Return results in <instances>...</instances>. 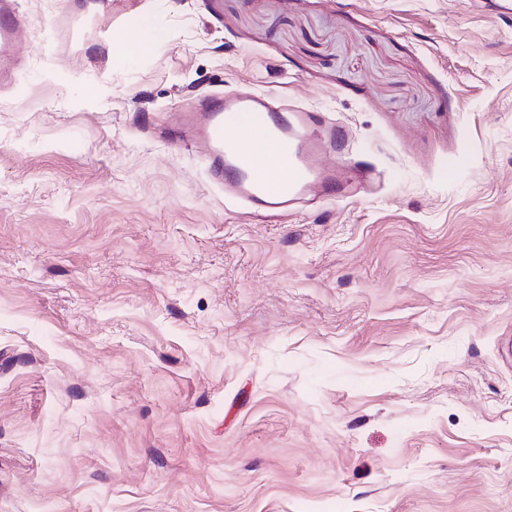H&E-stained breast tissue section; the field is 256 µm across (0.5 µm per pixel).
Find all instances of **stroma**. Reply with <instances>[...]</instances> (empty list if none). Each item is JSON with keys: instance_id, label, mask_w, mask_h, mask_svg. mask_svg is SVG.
<instances>
[{"instance_id": "35a3bbf8", "label": "stroma", "mask_w": 512, "mask_h": 512, "mask_svg": "<svg viewBox=\"0 0 512 512\" xmlns=\"http://www.w3.org/2000/svg\"><path fill=\"white\" fill-rule=\"evenodd\" d=\"M15 5L0 512H512V12ZM220 90L330 120L363 192L226 201L164 134ZM164 38V28L147 18L135 29L133 35L116 40L115 47L122 57H132L142 54Z\"/></svg>"}]
</instances>
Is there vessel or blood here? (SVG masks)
Instances as JSON below:
<instances>
[{
  "label": "vessel or blood",
  "mask_w": 512,
  "mask_h": 512,
  "mask_svg": "<svg viewBox=\"0 0 512 512\" xmlns=\"http://www.w3.org/2000/svg\"><path fill=\"white\" fill-rule=\"evenodd\" d=\"M12 0H0V54L13 42ZM202 125L184 119V140L201 143L211 180L230 201L259 215L289 211L309 188L321 186L336 197H353L358 178L320 174L312 155L336 140V129L313 112L251 93L227 92L208 98Z\"/></svg>",
  "instance_id": "obj_1"
}]
</instances>
